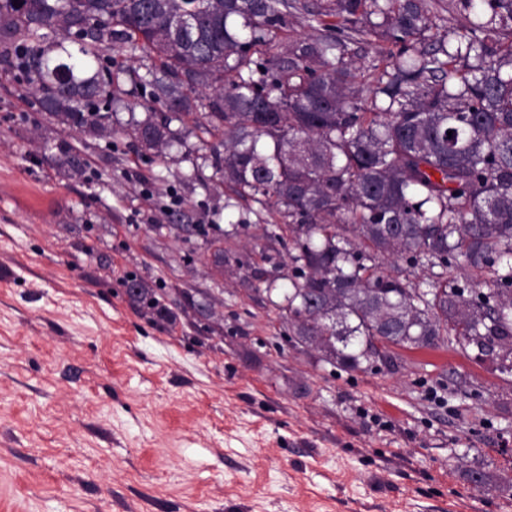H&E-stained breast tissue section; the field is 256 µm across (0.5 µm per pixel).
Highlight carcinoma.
I'll list each match as a JSON object with an SVG mask.
<instances>
[{"label": "carcinoma", "mask_w": 512, "mask_h": 512, "mask_svg": "<svg viewBox=\"0 0 512 512\" xmlns=\"http://www.w3.org/2000/svg\"><path fill=\"white\" fill-rule=\"evenodd\" d=\"M0 20L63 124L108 126L115 41L159 60L142 147L162 154L211 91L216 171L281 217L262 231L288 285L264 291L296 343L353 370L395 366L388 342L512 357V0H0Z\"/></svg>", "instance_id": "obj_1"}]
</instances>
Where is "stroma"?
<instances>
[{"mask_svg": "<svg viewBox=\"0 0 512 512\" xmlns=\"http://www.w3.org/2000/svg\"><path fill=\"white\" fill-rule=\"evenodd\" d=\"M105 56L125 71L101 134L0 82V512H512V374L448 347L347 371L291 341L251 277L286 259L246 246L270 215L194 123L141 148L154 62ZM143 286L132 279L127 285V293L134 300L140 302L144 308L157 317L166 319L168 316H173L170 309L162 303L163 294L147 290Z\"/></svg>", "mask_w": 512, "mask_h": 512, "instance_id": "35a3bbf8", "label": "stroma"}]
</instances>
